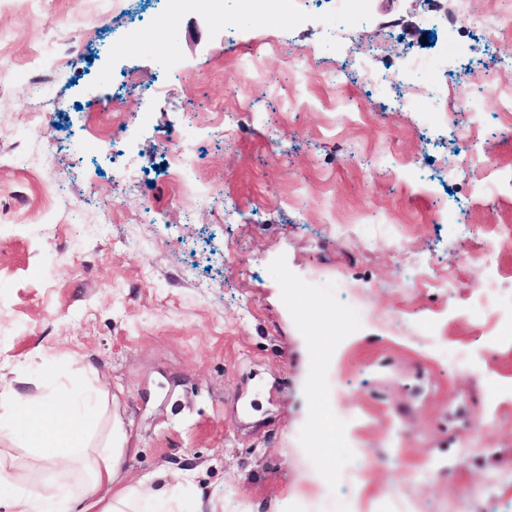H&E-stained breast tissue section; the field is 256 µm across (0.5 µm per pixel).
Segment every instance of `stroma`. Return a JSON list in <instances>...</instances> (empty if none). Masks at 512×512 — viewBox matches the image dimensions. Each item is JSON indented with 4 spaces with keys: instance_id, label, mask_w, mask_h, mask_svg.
Wrapping results in <instances>:
<instances>
[{
    "instance_id": "obj_1",
    "label": "stroma",
    "mask_w": 512,
    "mask_h": 512,
    "mask_svg": "<svg viewBox=\"0 0 512 512\" xmlns=\"http://www.w3.org/2000/svg\"><path fill=\"white\" fill-rule=\"evenodd\" d=\"M353 6L364 24L339 42L328 0L286 22L279 0L221 22L164 0H0V375L63 394L94 367L121 393L96 435L119 414L131 476L193 471L185 512H290L308 456L330 470L344 452L319 393L355 416L363 477L339 493L367 512H512V313L479 302L490 282L512 292V244L480 256L512 225V28L501 0ZM406 56L437 66L414 77L434 98L405 104ZM460 89L469 111H436ZM104 105L117 153L92 125ZM185 134V179L212 181L190 206L163 150ZM469 149L484 164L458 167ZM417 262L448 287L400 285Z\"/></svg>"
}]
</instances>
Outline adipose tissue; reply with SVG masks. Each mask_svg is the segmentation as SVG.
<instances>
[{
  "mask_svg": "<svg viewBox=\"0 0 512 512\" xmlns=\"http://www.w3.org/2000/svg\"><path fill=\"white\" fill-rule=\"evenodd\" d=\"M108 399L92 383L69 398L41 396L22 424L0 420V441L21 439L29 450L32 470L78 478V512H182L183 483L161 491L149 477L127 483L124 464L131 449L122 419L113 420L96 456L83 462L85 419Z\"/></svg>",
  "mask_w": 512,
  "mask_h": 512,
  "instance_id": "1",
  "label": "adipose tissue"
}]
</instances>
